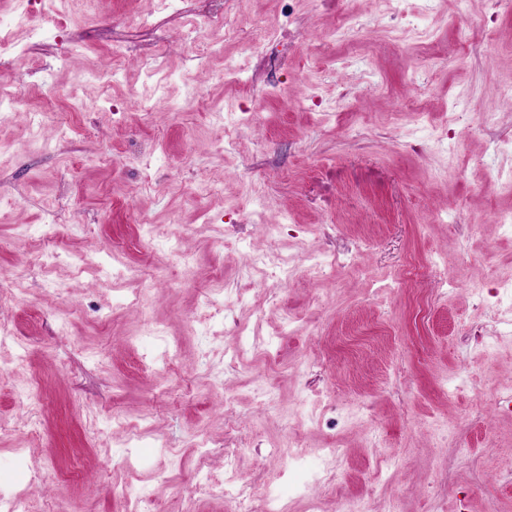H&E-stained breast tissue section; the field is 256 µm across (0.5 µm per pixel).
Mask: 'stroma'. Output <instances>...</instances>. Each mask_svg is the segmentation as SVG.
Returning a JSON list of instances; mask_svg holds the SVG:
<instances>
[{"mask_svg":"<svg viewBox=\"0 0 512 512\" xmlns=\"http://www.w3.org/2000/svg\"><path fill=\"white\" fill-rule=\"evenodd\" d=\"M51 9L63 28L12 26L0 64V278L17 286L0 305V491L35 512H234L190 495L204 431L214 479L240 448L238 484L291 512L349 496L368 512H512V230L495 221L512 210V12ZM347 11L357 31L337 29ZM244 110L251 123L225 130ZM202 183L221 191L194 202ZM40 236L54 264L29 251ZM324 253L336 266L315 274ZM280 255L277 283L261 260ZM29 390L33 410L17 402Z\"/></svg>","mask_w":512,"mask_h":512,"instance_id":"35a3bbf8","label":"stroma"}]
</instances>
